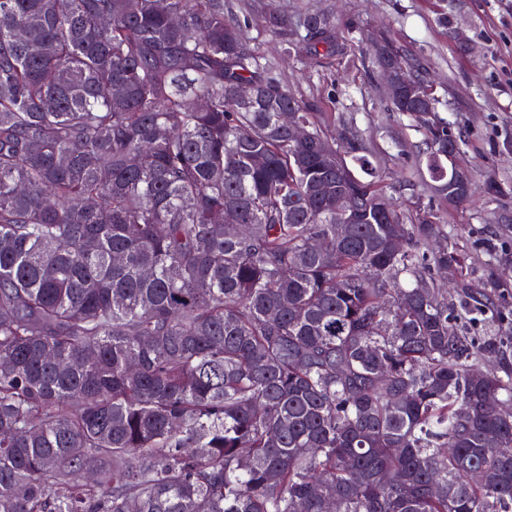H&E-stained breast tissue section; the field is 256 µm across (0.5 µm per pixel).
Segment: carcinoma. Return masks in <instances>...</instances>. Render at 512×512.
<instances>
[{"instance_id": "carcinoma-1", "label": "carcinoma", "mask_w": 512, "mask_h": 512, "mask_svg": "<svg viewBox=\"0 0 512 512\" xmlns=\"http://www.w3.org/2000/svg\"><path fill=\"white\" fill-rule=\"evenodd\" d=\"M268 22L316 67L350 51L318 10ZM248 28L0 0V512H512V368L471 332L494 300L448 303L467 255L433 203L398 207ZM365 55L425 133L396 186L468 200L428 70L385 33Z\"/></svg>"}]
</instances>
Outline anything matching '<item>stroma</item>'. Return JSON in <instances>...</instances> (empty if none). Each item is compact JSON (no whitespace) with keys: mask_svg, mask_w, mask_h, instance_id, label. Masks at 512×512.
<instances>
[{"mask_svg":"<svg viewBox=\"0 0 512 512\" xmlns=\"http://www.w3.org/2000/svg\"><path fill=\"white\" fill-rule=\"evenodd\" d=\"M234 14L251 13L252 36L296 95L317 100L320 111L353 122L381 160L386 177L418 163L423 136L408 119L389 116L377 73L353 50L347 62L316 71L281 57L278 37L263 25L276 12L318 9L342 30L361 40L371 30L387 32L423 61L441 103V118L466 140L459 161L476 180L496 176L507 193L495 202L481 198L439 207L441 223L454 225L456 245L470 260L464 274L471 285L486 288L489 274L502 284L496 302L512 309V223L491 220L492 212H512V153L502 150L512 136V0H225ZM463 31L473 48L462 51L449 34Z\"/></svg>","mask_w":512,"mask_h":512,"instance_id":"35a3bbf8","label":"stroma"}]
</instances>
